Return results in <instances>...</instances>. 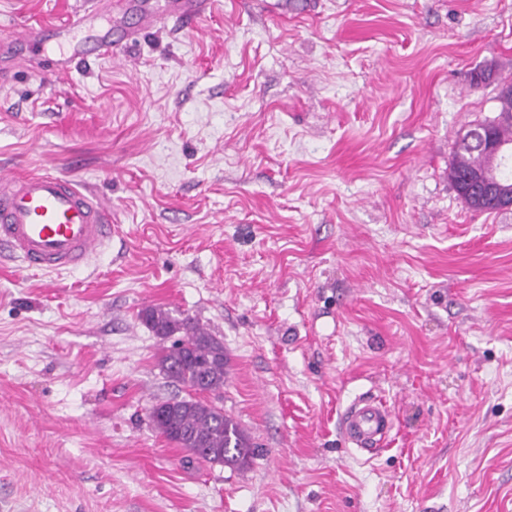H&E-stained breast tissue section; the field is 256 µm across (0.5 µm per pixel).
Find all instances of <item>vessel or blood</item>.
<instances>
[{
	"instance_id": "b4317fda",
	"label": "vessel or blood",
	"mask_w": 512,
	"mask_h": 512,
	"mask_svg": "<svg viewBox=\"0 0 512 512\" xmlns=\"http://www.w3.org/2000/svg\"><path fill=\"white\" fill-rule=\"evenodd\" d=\"M137 10L141 30L168 20L184 24L211 12L214 0H164L145 4L127 0ZM122 20L112 0H87L84 8L49 27L28 25L0 38V48L22 44L27 54L10 57L11 67L29 65L44 56L46 71L69 73L77 64L115 55L123 40ZM112 238V207L95 192L52 172L0 176V248L25 268L56 273L89 265ZM341 432L348 444L374 453L393 426L385 404L359 396L342 413Z\"/></svg>"
}]
</instances>
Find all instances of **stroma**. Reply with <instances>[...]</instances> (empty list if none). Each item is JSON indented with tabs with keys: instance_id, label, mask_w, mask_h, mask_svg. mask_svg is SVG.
<instances>
[{
	"instance_id": "stroma-1",
	"label": "stroma",
	"mask_w": 512,
	"mask_h": 512,
	"mask_svg": "<svg viewBox=\"0 0 512 512\" xmlns=\"http://www.w3.org/2000/svg\"><path fill=\"white\" fill-rule=\"evenodd\" d=\"M83 0H0V33ZM219 0L64 79L0 78V173L112 205L86 267L0 259V512H512V209L448 168L512 80V0ZM149 306L229 357L237 470L153 427ZM394 428L344 442L359 395Z\"/></svg>"
}]
</instances>
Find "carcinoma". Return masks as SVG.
<instances>
[{
  "label": "carcinoma",
  "instance_id": "carcinoma-1",
  "mask_svg": "<svg viewBox=\"0 0 512 512\" xmlns=\"http://www.w3.org/2000/svg\"><path fill=\"white\" fill-rule=\"evenodd\" d=\"M497 101V116L481 125L496 140L512 143V94L499 93ZM486 164L478 144L458 145L449 169L453 186ZM141 319L160 338L173 339L158 357V367L167 378L195 392L220 395L228 363L223 343L191 318H176L160 307L146 308ZM150 418L168 441L207 462L240 469L256 456L244 431L211 401L170 398L153 405Z\"/></svg>",
  "mask_w": 512,
  "mask_h": 512
}]
</instances>
